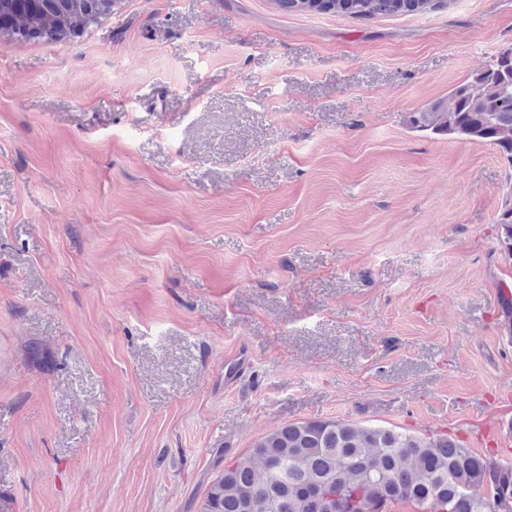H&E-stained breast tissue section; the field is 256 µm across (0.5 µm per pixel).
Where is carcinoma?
I'll list each match as a JSON object with an SVG mask.
<instances>
[{
    "instance_id": "obj_1",
    "label": "carcinoma",
    "mask_w": 512,
    "mask_h": 512,
    "mask_svg": "<svg viewBox=\"0 0 512 512\" xmlns=\"http://www.w3.org/2000/svg\"><path fill=\"white\" fill-rule=\"evenodd\" d=\"M287 12L340 13L356 19L420 14L447 0H278ZM114 0H67L52 10H16L13 37L62 41L112 12ZM419 130L495 145L512 161V49L469 82L446 107L416 112ZM500 251L512 256V196L498 218ZM349 497L352 512H512V465L475 454L446 435L421 437L336 420L289 423L256 440L208 487L201 512H332Z\"/></svg>"
}]
</instances>
